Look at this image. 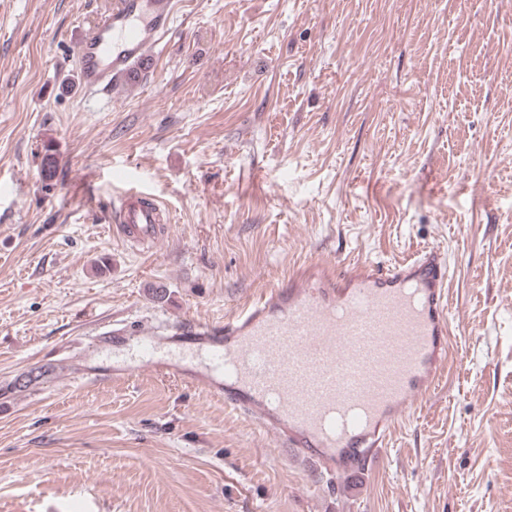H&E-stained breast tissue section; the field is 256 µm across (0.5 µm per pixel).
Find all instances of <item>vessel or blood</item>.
Segmentation results:
<instances>
[{
	"instance_id": "vessel-or-blood-1",
	"label": "vessel or blood",
	"mask_w": 512,
	"mask_h": 512,
	"mask_svg": "<svg viewBox=\"0 0 512 512\" xmlns=\"http://www.w3.org/2000/svg\"><path fill=\"white\" fill-rule=\"evenodd\" d=\"M175 0H113L77 46L89 92L129 78L169 32ZM113 227L151 247L162 211L123 197ZM450 273L431 247L389 267L337 271L324 260L265 290L221 323L190 321L176 335L142 339L152 368L222 399L300 459L333 476L366 469L389 446L448 358Z\"/></svg>"
}]
</instances>
